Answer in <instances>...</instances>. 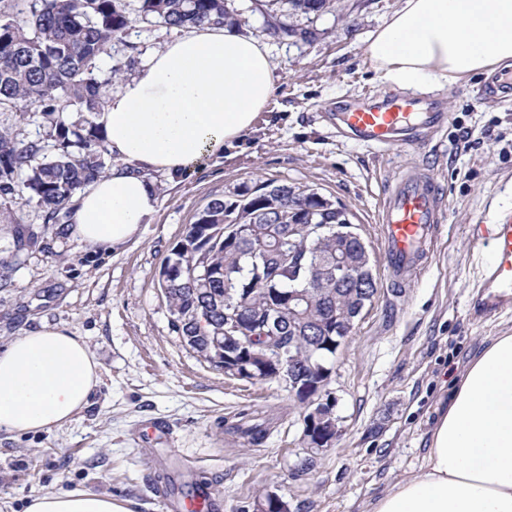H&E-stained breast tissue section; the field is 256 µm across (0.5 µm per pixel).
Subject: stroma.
Wrapping results in <instances>:
<instances>
[{"label": "stroma", "mask_w": 512, "mask_h": 512, "mask_svg": "<svg viewBox=\"0 0 512 512\" xmlns=\"http://www.w3.org/2000/svg\"><path fill=\"white\" fill-rule=\"evenodd\" d=\"M245 30L267 44L282 77L252 130L169 182L155 174L159 210L123 250L89 246L44 221L36 202L15 204L17 223H0V257L10 266L0 287V348L41 324L82 336L101 365L88 406L70 423L38 433L0 432V512H24L30 496L75 489L111 494L128 512H164L158 486L183 498L207 485L210 512H239L261 492L289 512H372L399 480L420 470L451 382L488 339L512 332V309L478 311L483 256L470 236L512 209V95L479 98L488 74L428 92L442 127L420 148L378 151L341 137L344 104L392 94L370 63L368 37L399 0H339L335 11L292 16L285 0H228ZM294 24L295 37L271 36L267 23ZM173 34L133 24L128 44L102 55L143 60ZM428 169L446 215L427 271L400 294L388 281L377 220L382 187L399 173ZM273 180L314 189L348 210L371 257L378 295L339 348L329 388L341 433L332 448L302 444L299 403L283 384L231 379L197 359L171 327L158 273L186 227L209 201ZM37 235L17 243L19 228ZM251 408L267 428L259 445L217 422ZM160 425L169 441L146 444Z\"/></svg>", "instance_id": "1"}]
</instances>
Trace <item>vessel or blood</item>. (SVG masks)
<instances>
[{
	"label": "vessel or blood",
	"mask_w": 512,
	"mask_h": 512,
	"mask_svg": "<svg viewBox=\"0 0 512 512\" xmlns=\"http://www.w3.org/2000/svg\"><path fill=\"white\" fill-rule=\"evenodd\" d=\"M446 120V113L435 111L422 96L393 94L348 105L336 123L342 133L380 151L398 139L417 144L416 127H440ZM444 212L445 201L428 173L402 174L385 185L378 222L392 288L409 284L417 271L428 267ZM473 242L490 247L479 285L484 290L482 312L492 316L512 307V210L499 212L486 234H475Z\"/></svg>",
	"instance_id": "1"
}]
</instances>
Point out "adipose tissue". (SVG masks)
Returning <instances> with one entry per match:
<instances>
[{"label": "adipose tissue", "instance_id": "ef3b65f1", "mask_svg": "<svg viewBox=\"0 0 512 512\" xmlns=\"http://www.w3.org/2000/svg\"><path fill=\"white\" fill-rule=\"evenodd\" d=\"M381 80L446 86L512 67V0H400L371 35ZM280 77L265 43L232 26L188 28L120 87L99 116L112 166L74 199L66 232L95 246L134 242L159 207L152 173L177 179L243 137ZM100 382L82 337L41 325L0 349V431L72 420ZM26 512H126L111 495L74 490L33 497ZM372 512H512V333L492 337L452 384L425 466L378 498Z\"/></svg>", "mask_w": 512, "mask_h": 512}]
</instances>
